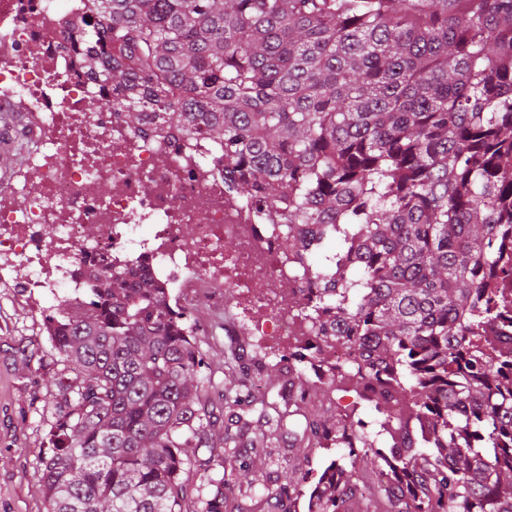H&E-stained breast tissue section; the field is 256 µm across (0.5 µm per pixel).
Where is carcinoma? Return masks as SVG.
I'll return each instance as SVG.
<instances>
[{
  "label": "carcinoma",
  "mask_w": 512,
  "mask_h": 512,
  "mask_svg": "<svg viewBox=\"0 0 512 512\" xmlns=\"http://www.w3.org/2000/svg\"><path fill=\"white\" fill-rule=\"evenodd\" d=\"M92 100L224 148L317 293L289 303L374 384L371 431L261 396L142 274L111 266L46 316L77 372L42 461L47 512H297L294 462L336 448L308 512H512V0H81ZM288 440L292 456L273 458ZM193 455L183 458L185 449ZM288 480L255 493L260 457ZM207 473L193 489L189 473Z\"/></svg>",
  "instance_id": "cac0c4a2"
}]
</instances>
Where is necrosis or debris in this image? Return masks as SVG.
Masks as SVG:
<instances>
[{
	"mask_svg": "<svg viewBox=\"0 0 512 512\" xmlns=\"http://www.w3.org/2000/svg\"><path fill=\"white\" fill-rule=\"evenodd\" d=\"M72 15L70 0H0V100H23L41 138L29 171L37 193L0 198V272L25 269L19 287L43 303L92 271L142 268L166 290L233 300L264 343L285 350L304 337L300 352L318 369L343 362V346L281 305L283 291L302 297L309 283L288 260L287 227L225 191L222 152L156 124L138 135L118 110L89 109V76L61 45Z\"/></svg>",
	"mask_w": 512,
	"mask_h": 512,
	"instance_id": "obj_1",
	"label": "necrosis or debris"
}]
</instances>
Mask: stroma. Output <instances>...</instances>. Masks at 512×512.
<instances>
[{"mask_svg":"<svg viewBox=\"0 0 512 512\" xmlns=\"http://www.w3.org/2000/svg\"><path fill=\"white\" fill-rule=\"evenodd\" d=\"M17 125L9 140L0 139V154L9 174L0 178V194L22 187V174L38 143L35 118L14 104ZM190 323L201 348L213 343L235 346L241 363L258 380L276 373L280 358L256 338L226 336L224 323L234 306L197 302ZM76 375L67 369L50 342L38 303L13 281H0V512H46L42 460L52 452L49 432Z\"/></svg>","mask_w":512,"mask_h":512,"instance_id":"1","label":"stroma"}]
</instances>
